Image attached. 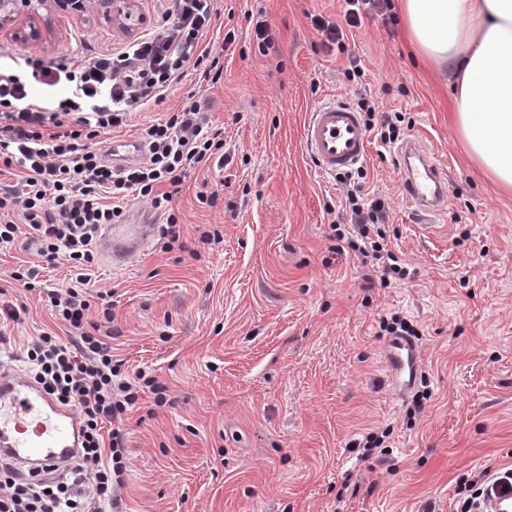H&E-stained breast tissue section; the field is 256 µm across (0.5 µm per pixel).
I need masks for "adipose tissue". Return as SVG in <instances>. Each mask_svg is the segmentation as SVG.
<instances>
[{
    "mask_svg": "<svg viewBox=\"0 0 512 512\" xmlns=\"http://www.w3.org/2000/svg\"><path fill=\"white\" fill-rule=\"evenodd\" d=\"M404 14L419 54L450 76L471 157L512 192V0H404Z\"/></svg>",
    "mask_w": 512,
    "mask_h": 512,
    "instance_id": "adipose-tissue-1",
    "label": "adipose tissue"
}]
</instances>
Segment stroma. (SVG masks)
I'll list each match as a JSON object with an SVG mask.
<instances>
[{
  "instance_id": "obj_1",
  "label": "stroma",
  "mask_w": 512,
  "mask_h": 512,
  "mask_svg": "<svg viewBox=\"0 0 512 512\" xmlns=\"http://www.w3.org/2000/svg\"><path fill=\"white\" fill-rule=\"evenodd\" d=\"M126 30L54 13L40 40L0 29V64L109 54L161 21L169 0H136ZM342 0H218L224 50L218 83L186 68L159 105L132 112L103 138L141 139L144 128L188 97L205 101L224 136L223 161L189 171L171 206L189 248L203 231L223 240L163 251L152 239L121 268L99 261L90 295L110 293L116 358L167 383L172 403L129 422L123 512H453L459 476L512 469V194L469 159L451 122L448 77L418 58L404 35L400 0L389 23L364 21L348 53L323 47L314 17L339 19ZM274 48L260 53L256 22ZM364 69L345 80L348 55ZM335 97L372 99L401 112L405 138L422 141L444 168L447 207L432 230L401 187L396 147L371 136L364 190L389 208L382 230L406 274L383 286L346 239L345 186L320 173L302 128ZM216 205H207L211 194ZM40 267L42 289L10 277ZM65 259L35 250L0 253V288L19 320L0 311V331L24 343L61 332L45 289L74 285ZM400 318L419 337V379L429 396L413 411L384 366L381 320ZM383 435L385 458H359L353 442Z\"/></svg>"
}]
</instances>
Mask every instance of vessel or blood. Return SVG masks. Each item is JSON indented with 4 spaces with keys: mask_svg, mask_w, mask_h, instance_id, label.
<instances>
[{
    "mask_svg": "<svg viewBox=\"0 0 512 512\" xmlns=\"http://www.w3.org/2000/svg\"><path fill=\"white\" fill-rule=\"evenodd\" d=\"M304 145L325 174L346 171L366 157L369 132L359 112L329 100L311 112L303 129ZM143 150L135 139L113 141L114 162L137 160ZM407 201L424 216L440 214L446 205L444 172L419 142L406 140L397 149ZM156 226L151 215L128 207L121 220L103 225L98 244L113 267H123L151 242ZM385 367L397 394L412 390L419 373L418 350L407 336L385 343ZM81 442L76 413L46 394L41 385L0 369V461L21 473H49L75 455Z\"/></svg>",
    "mask_w": 512,
    "mask_h": 512,
    "instance_id": "1",
    "label": "vessel or blood"
}]
</instances>
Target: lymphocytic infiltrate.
<instances>
[{"label":"lymphocytic infiltrate","mask_w":512,"mask_h":512,"mask_svg":"<svg viewBox=\"0 0 512 512\" xmlns=\"http://www.w3.org/2000/svg\"><path fill=\"white\" fill-rule=\"evenodd\" d=\"M216 0H172L162 24L129 42L122 51L81 61L52 63L24 58L0 75V162L19 168V183L0 192V211L16 220L0 221V250L19 242L33 244L38 256L52 263L65 258L78 275L77 284L47 290L52 314L68 338L44 332L15 353L10 337L0 333V357L20 360L28 376L47 394L77 411L82 425L78 455L66 480L20 476L0 464V512H105L117 506V488L127 469L123 423L140 410L141 390H150L155 407L169 404L168 388L153 375L124 374L112 357L107 325L112 304L102 301V321L92 319V304L81 291L96 264V241L102 225L116 222L126 193L137 190L153 209L167 212L161 227L164 250L180 242V226L169 214L172 189L187 171L224 148L220 130L210 127L206 106L192 100L149 124L143 134L145 162L114 168L98 147L102 135L123 127L137 105L163 103L184 69H200L203 80L218 83L222 56L205 41L217 16ZM388 0H344L343 14L333 22L316 18L314 27L326 43L343 46L349 29L361 27L367 15L386 16ZM45 94L30 93L32 84ZM67 86L65 96L53 95ZM360 187L347 190L351 219L360 238L352 250L379 261L383 276L397 272V260L373 230L386 218L385 203H363ZM112 422L103 434L104 422Z\"/></svg>","instance_id":"1"}]
</instances>
